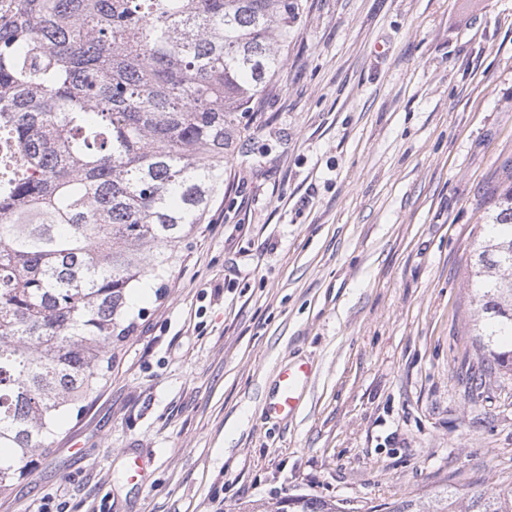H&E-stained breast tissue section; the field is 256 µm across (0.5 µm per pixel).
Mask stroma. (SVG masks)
<instances>
[{
	"label": "stroma",
	"instance_id": "1",
	"mask_svg": "<svg viewBox=\"0 0 512 512\" xmlns=\"http://www.w3.org/2000/svg\"><path fill=\"white\" fill-rule=\"evenodd\" d=\"M264 117L51 454L0 512H390L512 485V372L478 362L471 242L512 169V0H301ZM308 362L295 411L264 412ZM147 462L130 482L128 457ZM275 508L271 512H342L336 502L309 495L281 499Z\"/></svg>",
	"mask_w": 512,
	"mask_h": 512
}]
</instances>
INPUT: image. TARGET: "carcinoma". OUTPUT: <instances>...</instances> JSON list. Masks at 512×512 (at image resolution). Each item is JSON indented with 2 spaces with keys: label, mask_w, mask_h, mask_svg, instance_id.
<instances>
[{
  "label": "carcinoma",
  "mask_w": 512,
  "mask_h": 512,
  "mask_svg": "<svg viewBox=\"0 0 512 512\" xmlns=\"http://www.w3.org/2000/svg\"><path fill=\"white\" fill-rule=\"evenodd\" d=\"M299 0H7L0 11V494L106 384L126 298L204 223ZM470 255L483 364L512 372V186ZM459 512L439 492L418 509ZM273 512H342L317 496ZM471 512H512V486Z\"/></svg>",
  "instance_id": "cac0c4a2"
}]
</instances>
